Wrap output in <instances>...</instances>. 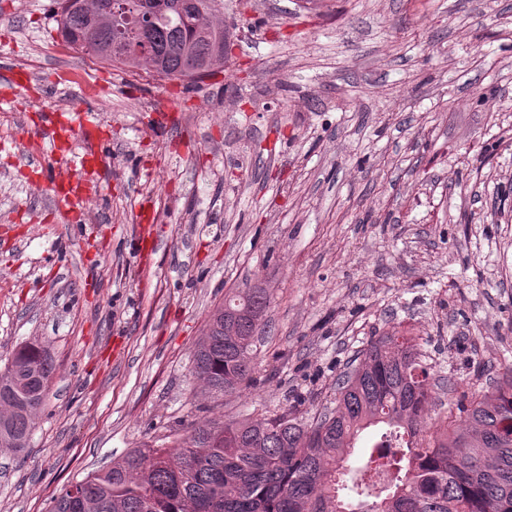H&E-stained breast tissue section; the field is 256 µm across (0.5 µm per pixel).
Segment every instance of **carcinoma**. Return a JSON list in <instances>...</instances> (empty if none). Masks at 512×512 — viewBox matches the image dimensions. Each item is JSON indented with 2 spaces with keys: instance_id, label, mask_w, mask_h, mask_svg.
I'll return each mask as SVG.
<instances>
[{
  "instance_id": "carcinoma-1",
  "label": "carcinoma",
  "mask_w": 512,
  "mask_h": 512,
  "mask_svg": "<svg viewBox=\"0 0 512 512\" xmlns=\"http://www.w3.org/2000/svg\"><path fill=\"white\" fill-rule=\"evenodd\" d=\"M63 41L112 66L142 63L160 79L198 83L191 65L224 72L231 36L224 0H126L128 17L102 18L108 0H53ZM148 12L157 27L141 30ZM270 297L250 288L225 297L193 353V373L215 395L256 380L251 334ZM55 363L36 342L21 345L0 371V447H27ZM434 372L416 338L394 330L375 338L336 381V407L307 426L284 411L181 426L171 444L127 451L76 483L95 512H512V372L491 394L471 389L465 424L443 414L427 427ZM379 441L349 464L360 434ZM49 512H82L67 488Z\"/></svg>"
}]
</instances>
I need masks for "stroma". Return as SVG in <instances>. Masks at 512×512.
Listing matches in <instances>:
<instances>
[{
	"label": "stroma",
	"mask_w": 512,
	"mask_h": 512,
	"mask_svg": "<svg viewBox=\"0 0 512 512\" xmlns=\"http://www.w3.org/2000/svg\"><path fill=\"white\" fill-rule=\"evenodd\" d=\"M328 2L224 0L234 77L188 92L70 49L53 0H0V368L35 340L56 364L27 448H0V512H48L182 424L312 422L394 329L434 412L512 370V0ZM55 111L100 131L98 208L71 224L47 181L75 177L81 133L37 168ZM256 284L257 384L208 397L192 350Z\"/></svg>",
	"instance_id": "35a3bbf8"
}]
</instances>
